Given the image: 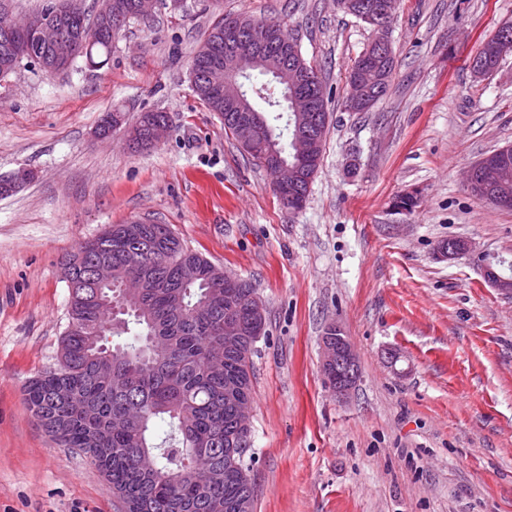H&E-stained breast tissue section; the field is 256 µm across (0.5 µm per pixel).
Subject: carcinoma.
<instances>
[{
	"label": "carcinoma",
	"mask_w": 512,
	"mask_h": 512,
	"mask_svg": "<svg viewBox=\"0 0 512 512\" xmlns=\"http://www.w3.org/2000/svg\"><path fill=\"white\" fill-rule=\"evenodd\" d=\"M137 0H112L120 11L116 31L138 18ZM96 16L75 5L70 28L89 34L77 56L91 67L107 64L111 31H97ZM221 18L199 44L192 61L195 92L224 121L225 133L253 161L265 151L253 133L232 124L233 104L214 96L204 74L215 56H224ZM504 23L474 57L487 71L502 60ZM380 77L384 96L394 70L392 54L367 57ZM263 116L273 125L276 149L294 152L293 126L280 127L282 105L273 95ZM319 140L308 144L307 168L319 167L330 120L325 99L317 105ZM164 112H143L134 124V151L155 147L153 124ZM498 189L512 202V159L499 166ZM112 265V299L120 308L112 322L99 313L100 288L93 282L99 260ZM150 267L145 287L125 294L121 285L137 263ZM210 260L191 249L169 224H112L88 241L80 255L62 264L69 288L68 325L60 341L58 368L24 387L28 408L62 448H76L105 476L123 512H252L254 493L246 455L251 436L238 429L235 400L252 396L251 358L259 336L252 330L246 294L256 291L243 278L213 281ZM198 271L191 282L179 271ZM240 348L224 354V365L209 353L224 343L228 327Z\"/></svg>",
	"instance_id": "obj_1"
}]
</instances>
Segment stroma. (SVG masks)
<instances>
[{
  "instance_id": "1",
  "label": "stroma",
  "mask_w": 512,
  "mask_h": 512,
  "mask_svg": "<svg viewBox=\"0 0 512 512\" xmlns=\"http://www.w3.org/2000/svg\"><path fill=\"white\" fill-rule=\"evenodd\" d=\"M271 20L321 73L331 121L298 212L195 95L190 67L218 13ZM512 0H400L386 95L344 111L371 28L336 0H163L112 42L107 65L0 84V512H121L96 466L58 447L22 388L56 368L69 290L61 264L106 225L154 220L266 306L252 356L248 452L256 512H512V296L484 279L512 264V210L478 200L471 165L512 144V52L469 60ZM159 111L168 139L131 152L97 138L103 116ZM413 192L412 210L395 208ZM477 255L442 260L441 240ZM341 322L360 377L336 397L320 338Z\"/></svg>"
}]
</instances>
